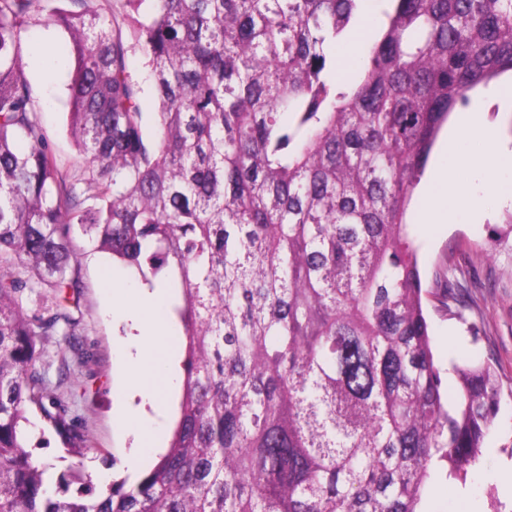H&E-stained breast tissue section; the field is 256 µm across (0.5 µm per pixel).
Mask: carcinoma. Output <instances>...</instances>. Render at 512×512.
Listing matches in <instances>:
<instances>
[{
    "label": "carcinoma",
    "instance_id": "cac0c4a2",
    "mask_svg": "<svg viewBox=\"0 0 512 512\" xmlns=\"http://www.w3.org/2000/svg\"><path fill=\"white\" fill-rule=\"evenodd\" d=\"M61 2L0 0V512H417L434 462L466 477L501 386L455 364L444 397L407 214L451 114L512 72V0H381L356 80L329 48L363 0ZM36 25L71 61L72 172L25 70ZM76 224L172 285L183 383L154 463L71 494L25 429L35 407L86 445L37 348L78 319L23 293L77 287Z\"/></svg>",
    "mask_w": 512,
    "mask_h": 512
}]
</instances>
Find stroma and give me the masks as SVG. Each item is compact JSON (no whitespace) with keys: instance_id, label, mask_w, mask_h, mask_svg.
<instances>
[{"instance_id":"35a3bbf8","label":"stroma","mask_w":512,"mask_h":512,"mask_svg":"<svg viewBox=\"0 0 512 512\" xmlns=\"http://www.w3.org/2000/svg\"><path fill=\"white\" fill-rule=\"evenodd\" d=\"M379 0H364L359 20L338 40L332 57L338 67L360 69L366 47L379 34ZM25 60L40 120L63 168L83 158L67 130V83L70 65L59 60L45 67L41 59L54 52L57 39L41 27L24 35ZM478 115L490 139H460L469 112H454L441 131L417 188L407 222L418 248L425 304L431 320L434 357L453 384L454 361L491 363L501 383L497 416L479 462L465 483L449 482L446 463H438L417 506L418 512H512V487L502 475L512 469V196L495 192L486 175L491 150L512 155V98L494 89H478ZM446 167L475 200L471 209H456L452 222L426 224L422 211L430 203L435 171ZM84 254L77 267L79 285L65 289L71 309L81 318L71 339L55 333L41 337L40 367L53 393L69 409L75 427L87 438L84 454L68 451L39 411L29 414L26 430L35 460L50 464L53 475L78 467H98L109 476L124 474L126 455L142 453L155 461L157 448L139 449L136 435L146 431L167 444L172 416L160 388L170 357L145 358L155 394L152 400L128 398L123 372L136 357L139 338L156 318L159 301L139 287L134 274L111 255L95 250L88 237L76 235Z\"/></svg>"}]
</instances>
